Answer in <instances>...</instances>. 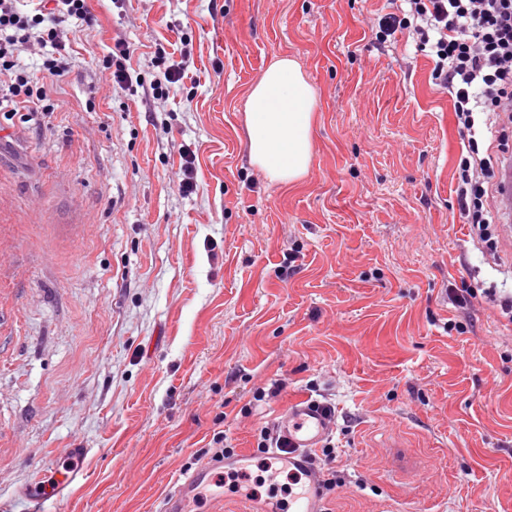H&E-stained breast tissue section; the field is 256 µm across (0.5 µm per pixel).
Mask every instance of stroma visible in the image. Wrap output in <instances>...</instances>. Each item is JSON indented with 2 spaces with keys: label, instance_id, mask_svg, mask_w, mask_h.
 Segmentation results:
<instances>
[{
  "label": "stroma",
  "instance_id": "1",
  "mask_svg": "<svg viewBox=\"0 0 512 512\" xmlns=\"http://www.w3.org/2000/svg\"><path fill=\"white\" fill-rule=\"evenodd\" d=\"M89 8L53 113L0 116V512H31L66 448L87 475L43 512H162L219 432L251 464L191 512L287 498L257 443L298 394L335 409L327 512H512V241L470 236L452 102L415 34L375 41L388 0ZM117 38L122 89L97 66ZM159 47L188 63L163 97ZM281 55L317 91L289 186L251 166L244 123Z\"/></svg>",
  "mask_w": 512,
  "mask_h": 512
}]
</instances>
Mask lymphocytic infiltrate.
<instances>
[{"instance_id":"lymphocytic-infiltrate-1","label":"lymphocytic infiltrate","mask_w":512,"mask_h":512,"mask_svg":"<svg viewBox=\"0 0 512 512\" xmlns=\"http://www.w3.org/2000/svg\"><path fill=\"white\" fill-rule=\"evenodd\" d=\"M18 0H0V104L7 117L31 121L35 113L52 112L50 82L68 70L66 44L58 26L77 16L94 23L87 0H53L49 12L28 15ZM405 6L382 15L374 32L378 44L396 33L414 32L430 49L432 77L453 103L462 147L457 174V198L472 235L495 247L492 226L497 211L490 199L497 187L491 173L498 163L494 154H480L479 144L494 127L486 113L499 112L512 122V0H404ZM51 45L39 71L19 61L22 47Z\"/></svg>"}]
</instances>
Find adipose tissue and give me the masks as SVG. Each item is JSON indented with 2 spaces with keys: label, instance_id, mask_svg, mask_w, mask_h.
Returning a JSON list of instances; mask_svg holds the SVG:
<instances>
[{
  "label": "adipose tissue",
  "instance_id": "1",
  "mask_svg": "<svg viewBox=\"0 0 512 512\" xmlns=\"http://www.w3.org/2000/svg\"><path fill=\"white\" fill-rule=\"evenodd\" d=\"M316 103L301 65L288 56L269 64L249 90L244 105L249 160L270 182L293 185L306 176Z\"/></svg>",
  "mask_w": 512,
  "mask_h": 512
}]
</instances>
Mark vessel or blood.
<instances>
[{
  "instance_id": "obj_1",
  "label": "vessel or blood",
  "mask_w": 512,
  "mask_h": 512,
  "mask_svg": "<svg viewBox=\"0 0 512 512\" xmlns=\"http://www.w3.org/2000/svg\"><path fill=\"white\" fill-rule=\"evenodd\" d=\"M282 435L290 446L281 454L282 467L297 475L300 490L288 502L270 501L260 512H324L325 498L318 472L312 467L309 451L318 447L333 429L332 421L321 409L306 398L295 400L279 422ZM67 464L56 471L51 479L35 478L24 488L33 503L32 512H42L47 500L64 496L78 476L83 475L85 449H66ZM248 454L241 453L225 460L223 465L203 463L191 472L183 473L174 489L165 497L163 512H186L191 501L197 499L209 486L218 481L217 468L231 473L245 472L249 464Z\"/></svg>"
}]
</instances>
